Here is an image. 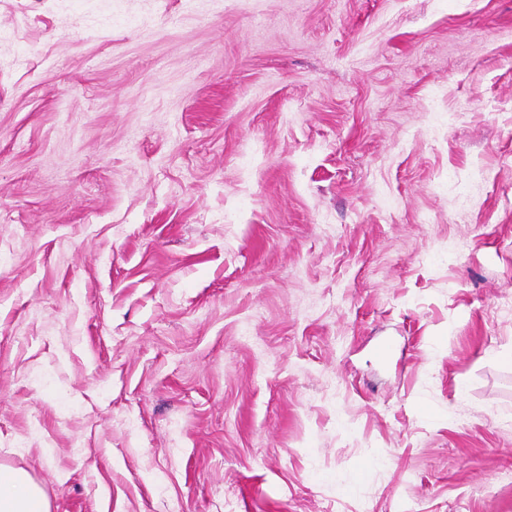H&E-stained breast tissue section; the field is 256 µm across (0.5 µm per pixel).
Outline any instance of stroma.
Segmentation results:
<instances>
[{
  "mask_svg": "<svg viewBox=\"0 0 512 512\" xmlns=\"http://www.w3.org/2000/svg\"><path fill=\"white\" fill-rule=\"evenodd\" d=\"M512 0H0V465L51 512H512Z\"/></svg>",
  "mask_w": 512,
  "mask_h": 512,
  "instance_id": "obj_1",
  "label": "stroma"
}]
</instances>
